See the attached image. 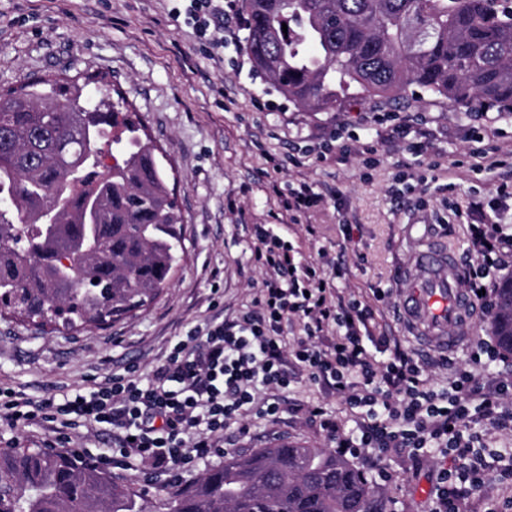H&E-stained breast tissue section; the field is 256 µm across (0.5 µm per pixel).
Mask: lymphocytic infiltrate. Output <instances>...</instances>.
<instances>
[{"mask_svg": "<svg viewBox=\"0 0 512 512\" xmlns=\"http://www.w3.org/2000/svg\"><path fill=\"white\" fill-rule=\"evenodd\" d=\"M186 21L202 37L231 23L250 24L235 0H189ZM469 230L477 260L466 267L464 284L486 310L494 304L498 274L512 262V228L483 222ZM250 234L265 277L246 310L212 316L175 337L150 370L127 365L102 375L86 393L59 399L0 386V423L38 428L45 447L70 450L79 460L78 434L108 430L113 448L99 454L96 465L120 468L133 458L174 483L224 454L231 422L252 413L278 419L279 391L303 372L361 417L347 431L324 407H309L336 453L437 452L447 464L435 474L431 512H460L499 457L472 425L481 420L512 430V378L483 381L458 368L449 387L435 388L410 352L373 331L388 293L345 299L331 277L296 265L287 242L268 225H251ZM294 322L303 334L291 339L287 329Z\"/></svg>", "mask_w": 512, "mask_h": 512, "instance_id": "1", "label": "lymphocytic infiltrate"}]
</instances>
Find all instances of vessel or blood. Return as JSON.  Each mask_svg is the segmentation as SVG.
I'll use <instances>...</instances> for the list:
<instances>
[{
    "label": "vessel or blood",
    "instance_id": "vessel-or-blood-1",
    "mask_svg": "<svg viewBox=\"0 0 512 512\" xmlns=\"http://www.w3.org/2000/svg\"><path fill=\"white\" fill-rule=\"evenodd\" d=\"M411 286L398 299L403 323L426 346L451 351L459 344L450 326L472 315V300L460 284L462 270L452 252L442 244H430L413 254L409 270Z\"/></svg>",
    "mask_w": 512,
    "mask_h": 512
}]
</instances>
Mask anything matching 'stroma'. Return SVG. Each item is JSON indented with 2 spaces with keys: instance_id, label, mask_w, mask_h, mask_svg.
<instances>
[{
  "instance_id": "35a3bbf8",
  "label": "stroma",
  "mask_w": 512,
  "mask_h": 512,
  "mask_svg": "<svg viewBox=\"0 0 512 512\" xmlns=\"http://www.w3.org/2000/svg\"><path fill=\"white\" fill-rule=\"evenodd\" d=\"M186 0H0V91L37 79L77 82L97 101L102 84L123 99L158 153L183 218L184 253L167 290L136 316L80 330L44 331L0 316V386L36 396L90 391L93 376L134 362L151 368L169 340L220 312L250 304L264 275L252 256L248 227L270 224L302 262L334 275L343 295L373 289L400 293L414 250L435 238L457 261L473 256L468 227L497 201V171L480 168L490 151L512 163V112H459L421 92L401 106L361 95L343 107L310 112L282 96L254 67L245 31L204 48L192 25L174 22ZM271 101L266 110L258 100ZM421 118L436 137L427 155L383 139L382 118ZM331 140L327 160L319 146ZM308 182L327 200L289 218L280 193ZM285 412L247 420L224 436L246 454L285 438L324 448V434L305 414L320 404L343 423V399L301 379L281 397ZM375 486L382 512H430L433 458L354 461Z\"/></svg>"
}]
</instances>
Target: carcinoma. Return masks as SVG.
<instances>
[{"label": "carcinoma", "instance_id": "carcinoma-1", "mask_svg": "<svg viewBox=\"0 0 512 512\" xmlns=\"http://www.w3.org/2000/svg\"><path fill=\"white\" fill-rule=\"evenodd\" d=\"M245 49L286 98L311 112L344 104L356 84L402 99L412 87L463 112L512 105V12L500 0H244ZM287 29H282V25ZM120 113L109 89L49 80L0 94V315L51 329L105 325L155 300L183 254V222L167 171L140 128L134 151L101 169L103 126ZM94 200L95 219L84 201ZM37 238L44 254L15 248ZM76 258L68 274L63 261ZM490 329L512 354V277ZM374 490L323 448L275 444L226 455L147 501L111 473L64 452L0 451V512H376Z\"/></svg>", "mask_w": 512, "mask_h": 512}]
</instances>
